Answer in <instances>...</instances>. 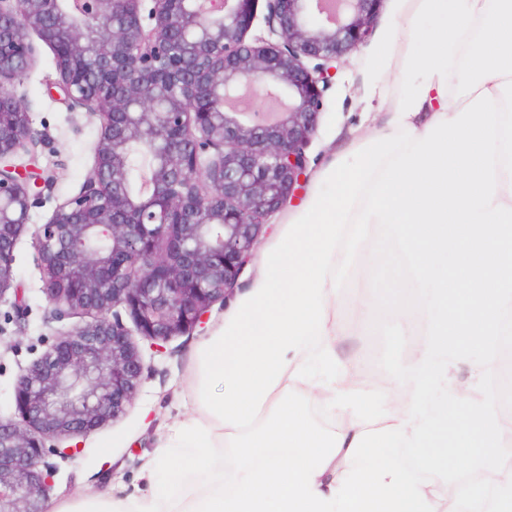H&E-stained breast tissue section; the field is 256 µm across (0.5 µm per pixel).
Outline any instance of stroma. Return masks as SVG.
<instances>
[{
  "instance_id": "35a3bbf8",
  "label": "stroma",
  "mask_w": 512,
  "mask_h": 512,
  "mask_svg": "<svg viewBox=\"0 0 512 512\" xmlns=\"http://www.w3.org/2000/svg\"><path fill=\"white\" fill-rule=\"evenodd\" d=\"M394 18L395 0H382L365 43L338 64L325 93L316 135L307 149L310 178L293 197V205L304 201L313 186L312 176L333 153L347 147L366 129L386 121V113L368 111L367 101L377 81H385L390 92L400 90L393 75L378 76L372 67L385 30ZM57 77L54 52L42 44L33 65L17 87L18 94L28 105L32 129L45 136L37 164L45 173L53 175L54 184L49 198L32 210L31 228L21 234L14 251L16 281L25 291L29 314L25 321L17 323L0 313V415L5 417L15 415V386L25 370L44 352L47 338L79 323L75 316L62 321L55 319L53 308L42 291L32 230L48 220L56 203L77 194L89 176L101 121L85 112L71 111L58 97L49 96L47 86ZM227 310V304H214L206 315L204 327L172 337L159 351L150 349L142 336H134L144 373L133 405L81 438L77 454L51 452L46 456L55 469L48 499L53 512H62L81 496L109 493L124 498L149 491L146 474L157 448L174 423L186 418L191 410L196 349L205 337L218 329ZM407 342L404 336H348L337 351L342 359L358 358L365 376L371 378L396 372V360Z\"/></svg>"
}]
</instances>
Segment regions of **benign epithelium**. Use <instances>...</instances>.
Instances as JSON below:
<instances>
[{
	"label": "benign epithelium",
	"instance_id": "7a95c632",
	"mask_svg": "<svg viewBox=\"0 0 512 512\" xmlns=\"http://www.w3.org/2000/svg\"><path fill=\"white\" fill-rule=\"evenodd\" d=\"M258 2L0 0V305L18 320L14 249L52 181L16 93L30 34L53 50L69 109L101 119L92 172L33 235L55 318L85 321L57 332L18 381V416L0 417V512H47V443L134 403L144 364L121 311L160 349L233 296L263 218L307 177L332 69L382 0H264L274 41L249 37ZM268 98L282 110L250 108Z\"/></svg>",
	"mask_w": 512,
	"mask_h": 512
}]
</instances>
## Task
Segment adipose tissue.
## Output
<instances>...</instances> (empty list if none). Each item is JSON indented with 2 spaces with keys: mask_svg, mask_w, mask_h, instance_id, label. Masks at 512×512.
Returning a JSON list of instances; mask_svg holds the SVG:
<instances>
[{
  "mask_svg": "<svg viewBox=\"0 0 512 512\" xmlns=\"http://www.w3.org/2000/svg\"><path fill=\"white\" fill-rule=\"evenodd\" d=\"M397 14L379 65L403 91H380L387 121L319 172L200 344L193 413L152 466L165 491L68 512H440L447 498L512 512V417L489 385L512 336V0H397ZM413 18L435 29L421 49ZM377 231L390 249L364 248ZM356 266L370 276L351 303ZM385 323L411 339L407 382L336 355Z\"/></svg>",
  "mask_w": 512,
  "mask_h": 512,
  "instance_id": "adipose-tissue-1",
  "label": "adipose tissue"
}]
</instances>
